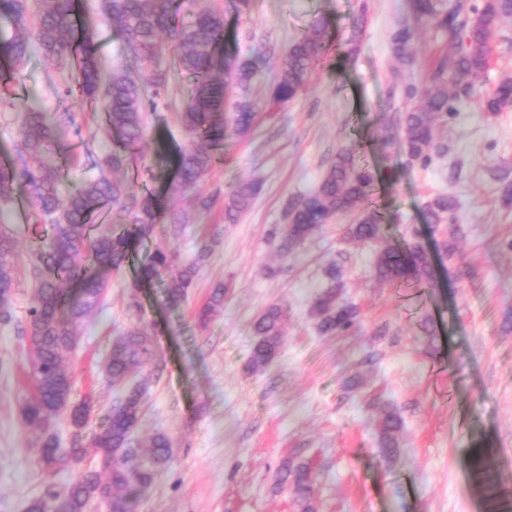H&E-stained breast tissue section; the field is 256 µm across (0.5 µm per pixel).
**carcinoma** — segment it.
Segmentation results:
<instances>
[{"instance_id":"obj_1","label":"carcinoma","mask_w":512,"mask_h":512,"mask_svg":"<svg viewBox=\"0 0 512 512\" xmlns=\"http://www.w3.org/2000/svg\"><path fill=\"white\" fill-rule=\"evenodd\" d=\"M412 9L413 25L399 27L391 35L393 52L403 66L419 65L412 52L418 33L432 29L448 43V52L419 82L403 84V152L408 161L425 167L436 147L435 123L448 119L454 103L473 97L471 79L489 68L491 37L512 19V0H481L468 8L458 0H412ZM103 25L119 40L117 62L110 69L99 52ZM327 27L324 19L315 20L272 72V99L277 104H288L307 86L323 52ZM223 43L224 4L218 0L197 11L188 9L185 0H100L97 14L79 13L75 0H0V112H22L26 156L19 166L0 163V212L23 197L33 211L34 223L50 227V232L36 235L28 247L35 302L28 311L26 360L33 390L21 407L23 424L35 434L40 463L48 471L55 470L58 421L65 417L72 425L84 427L94 413L91 399L72 400L70 362L85 326L102 305L109 284L105 273L133 260L134 240L144 238L165 215L157 193L128 176L108 177L138 168L149 115L162 105L170 106L162 98L170 79L162 63L164 53L172 51L175 67L193 78L180 121L195 146L179 150L177 189L196 190L224 140L244 137L252 128L255 112L246 89L263 56H226ZM33 55L43 60L47 71L58 75L64 95L81 97L97 114L96 130L83 141V153L95 156L99 174L85 179L64 201L62 186L74 163L64 145L74 125L72 113L36 101L20 103L9 92ZM478 104L490 115L512 104V77L503 79L492 94L478 98ZM374 183L373 172L356 165L351 153H336L318 186L287 208L286 224L278 235L280 256L288 257L339 215L354 217L348 229L350 238L380 242L383 215L370 202ZM255 191V184L243 182L225 193L226 223L236 222ZM105 208L110 222L93 224L94 215ZM456 208V200L446 194L428 201L423 211L430 232L452 223ZM206 256L205 244L190 262H181L173 251L158 247L142 262L134 288L141 282L168 278L167 300L177 303L193 286L199 263ZM16 261V236L9 225L0 224V322L4 324L13 316ZM375 273L381 282L409 277L428 280L433 269L423 245L414 241L405 249H379ZM226 291L222 283L212 288L197 311L200 326L207 327L223 310ZM313 310L323 334L348 331L357 321L356 308L339 301L334 286L317 295ZM283 319L282 308L273 304L255 320L251 370L265 369L276 357L283 343ZM151 356L150 336L139 329L115 339L102 373L123 393L99 429L86 436L78 449L80 460L89 457L93 464L63 494L30 501L27 512H87L98 499L106 502L108 512H134L139 494L154 484L173 448L170 437L161 431L152 436L149 453L142 455L133 446L146 387L129 386L127 381L144 370ZM401 426L395 413H382L379 442L388 456L397 448ZM484 454L485 449L476 450V474L495 512L499 495L483 468ZM281 482L290 487L302 512H314V477L308 467L285 465Z\"/></svg>"}]
</instances>
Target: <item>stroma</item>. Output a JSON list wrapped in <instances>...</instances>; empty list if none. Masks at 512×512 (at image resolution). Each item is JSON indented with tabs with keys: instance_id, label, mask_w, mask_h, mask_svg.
I'll return each instance as SVG.
<instances>
[{
	"instance_id": "35a3bbf8",
	"label": "stroma",
	"mask_w": 512,
	"mask_h": 512,
	"mask_svg": "<svg viewBox=\"0 0 512 512\" xmlns=\"http://www.w3.org/2000/svg\"><path fill=\"white\" fill-rule=\"evenodd\" d=\"M224 9L225 51L242 58L259 51L266 60L248 89L255 123L249 135L226 141L222 160L200 182V194L215 199L211 212L179 237L159 223L135 244L141 255L164 246L188 261L212 241L187 296L166 303L164 284L155 283L141 289L132 309L135 267L110 274L103 308L72 357L74 399H96L88 430L120 395L100 367L115 338L138 328L151 337L155 357L135 376L148 397L135 438L167 433L174 458L137 512H299L278 481L288 463L310 466L317 512H489L473 478L476 447L487 449L485 467L512 512V205L500 198L502 183L512 181V105L490 118L475 100L458 103L437 128L431 163L412 164L397 124L402 101L392 90L398 63L390 43L396 28L412 22L408 0H252L241 16L229 2ZM319 18L328 23L325 49L306 90L288 105L274 104L270 68ZM493 47L491 66L474 81L477 96L512 77V21L495 33ZM14 92L72 112V145L88 137V103L53 95L39 58ZM188 143L175 109L153 114L141 179L166 192L173 212L193 207L191 195L169 189L171 152ZM342 149L381 175L372 199L386 219L384 244L405 245L412 230H424L431 197L456 198V255L431 284L379 282V245L350 239L348 216L279 255L274 235L289 202L315 188ZM242 181L256 183L257 192L236 223H225L224 194ZM0 219L21 250L13 320L0 324V512H25L32 499L65 492L79 469L45 470L22 425L20 408L32 391L22 356L33 304L25 255L33 226L21 202ZM332 281L358 309L359 322L346 334L320 333L311 313ZM219 282L230 288L224 310L200 327L196 310ZM272 304L285 313L283 344L267 368L252 373V325ZM384 410L402 420L389 457L378 445Z\"/></svg>"
}]
</instances>
